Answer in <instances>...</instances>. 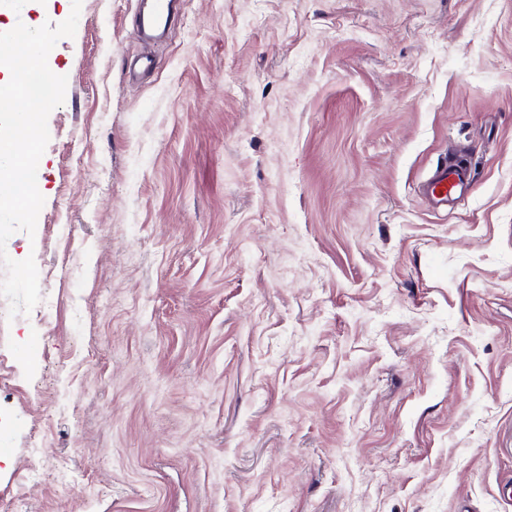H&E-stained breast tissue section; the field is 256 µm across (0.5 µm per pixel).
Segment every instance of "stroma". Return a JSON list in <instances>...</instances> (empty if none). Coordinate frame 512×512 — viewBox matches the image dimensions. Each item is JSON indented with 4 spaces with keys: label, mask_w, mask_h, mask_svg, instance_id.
I'll return each instance as SVG.
<instances>
[{
    "label": "stroma",
    "mask_w": 512,
    "mask_h": 512,
    "mask_svg": "<svg viewBox=\"0 0 512 512\" xmlns=\"http://www.w3.org/2000/svg\"><path fill=\"white\" fill-rule=\"evenodd\" d=\"M138 6L82 0L48 55L45 203L6 253L52 330L29 352L0 297V501L512 512V0H180L134 79ZM468 181L469 176L465 169L444 164L427 181L425 194L436 205H443L448 202V197L452 194L462 191L467 186Z\"/></svg>",
    "instance_id": "35a3bbf8"
}]
</instances>
